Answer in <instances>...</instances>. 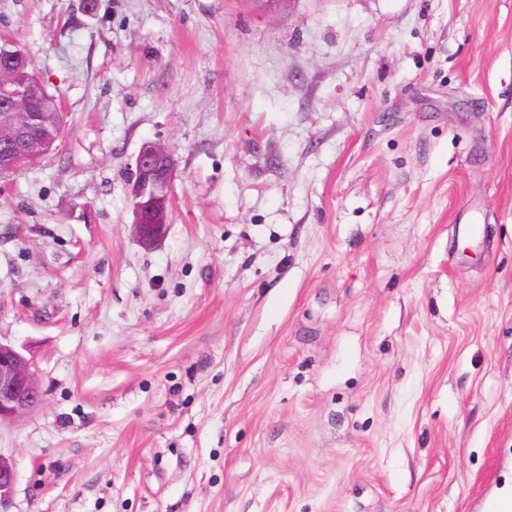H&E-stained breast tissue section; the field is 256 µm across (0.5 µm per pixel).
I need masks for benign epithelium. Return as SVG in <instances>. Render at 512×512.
<instances>
[{"mask_svg":"<svg viewBox=\"0 0 512 512\" xmlns=\"http://www.w3.org/2000/svg\"><path fill=\"white\" fill-rule=\"evenodd\" d=\"M26 68L25 56L10 48L0 49V84L21 78L29 81L25 92L0 100V176L39 162L56 149L63 131L61 125L53 135L44 129L46 113L36 110L35 99L47 107L57 101ZM175 176L174 159L166 147L151 141L141 145L129 181V197L134 234L147 249L156 246L166 234ZM43 402L44 392L32 361L15 346L0 342V423L15 422ZM14 482L13 464L0 458V504L8 501Z\"/></svg>","mask_w":512,"mask_h":512,"instance_id":"1","label":"benign epithelium"}]
</instances>
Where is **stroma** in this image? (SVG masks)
Wrapping results in <instances>:
<instances>
[{"instance_id": "35a3bbf8", "label": "stroma", "mask_w": 512, "mask_h": 512, "mask_svg": "<svg viewBox=\"0 0 512 512\" xmlns=\"http://www.w3.org/2000/svg\"><path fill=\"white\" fill-rule=\"evenodd\" d=\"M0 35L64 112L0 177V341L45 396L0 424V512H482L512 480V0H0ZM175 176L171 152L161 144L144 142L129 181V197L134 234L147 249L156 246L166 234Z\"/></svg>"}]
</instances>
